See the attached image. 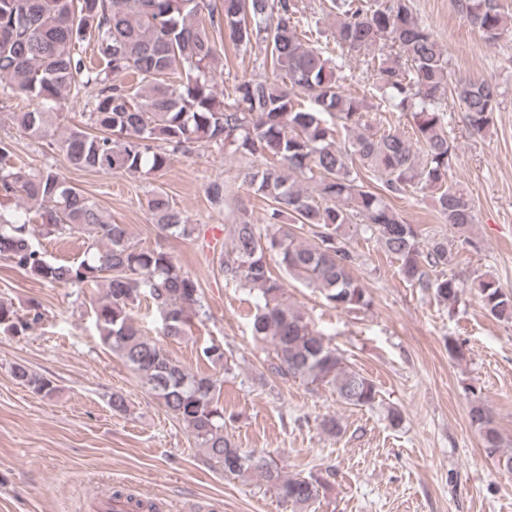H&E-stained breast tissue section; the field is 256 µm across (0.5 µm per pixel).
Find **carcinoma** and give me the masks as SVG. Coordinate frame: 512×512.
Instances as JSON below:
<instances>
[{"instance_id": "carcinoma-1", "label": "carcinoma", "mask_w": 512, "mask_h": 512, "mask_svg": "<svg viewBox=\"0 0 512 512\" xmlns=\"http://www.w3.org/2000/svg\"><path fill=\"white\" fill-rule=\"evenodd\" d=\"M457 6L492 42L512 29V13L501 0H457ZM327 15L329 40L342 54L389 42V50L367 61L366 69L392 110L411 117V132L366 119L364 99L345 92L321 31L304 21L296 0H0V99L37 100L39 108L12 112L11 120L31 138L56 137L57 150L78 170L149 174L165 169L175 154L207 147L231 148L258 161L244 182L270 202L266 223L256 224L247 210H238L233 223L224 225L231 247L219 258L220 272L224 280L257 292L251 329L272 348L268 371L327 384L343 403L371 408L381 402L377 385L288 304L269 261L319 290L334 308H363L367 292L351 274L357 261L351 239L360 232L398 262L406 282L454 307L463 285L444 272L430 275L452 261L448 240L423 237L403 221L390 197L410 188L423 192L459 240L471 242L475 205L449 179L455 148L444 102L453 91L469 129L481 135L493 124L501 93L484 80L450 85L447 51L407 0H330ZM217 36L238 51L262 55V72L241 77L229 101L215 90L223 78L216 67ZM92 40L98 66L83 55ZM128 73L136 83L117 81ZM88 91L86 126L55 136L50 114L63 100ZM10 156L11 144L0 140V205L23 196L42 209L45 234L77 228L90 244L77 262H50L18 214L0 221V258L51 285L96 288L107 282L105 297L91 305L103 344L184 423L225 474H256L281 506L306 512L327 484L285 475L265 456L224 436L221 380L178 364L134 318L133 303L146 296L160 315L162 334L182 338L193 318L205 314L198 282L170 252L132 245L126 225L111 222L59 173H32L8 164ZM299 179L311 189L297 184ZM148 209L153 223L171 235L194 231L162 192L150 197ZM299 225L310 237L297 232ZM474 288L491 317L512 323L511 291L493 278ZM41 316L37 302L24 317L0 302V327L14 334ZM199 358L228 365L219 345L203 347ZM13 376L44 398L57 391L52 380L23 366ZM468 415L487 455L512 473V442L498 430L489 406L477 396ZM113 497L124 499L130 512L157 510L128 491Z\"/></svg>"}]
</instances>
